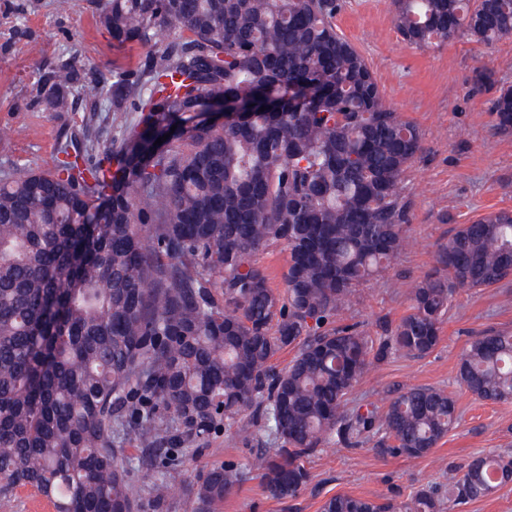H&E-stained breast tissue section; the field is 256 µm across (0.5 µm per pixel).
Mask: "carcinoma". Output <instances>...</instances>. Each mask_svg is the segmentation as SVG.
I'll return each instance as SVG.
<instances>
[{
  "mask_svg": "<svg viewBox=\"0 0 512 512\" xmlns=\"http://www.w3.org/2000/svg\"><path fill=\"white\" fill-rule=\"evenodd\" d=\"M392 5L402 41L419 48L512 36V0ZM340 9L101 0L113 45L146 49L140 67L86 82L75 52L40 76L50 112L109 99L115 135L96 163L66 146L51 171L0 175L1 496L31 487L55 512H165L183 489L185 442L224 428L247 445L261 426L277 447L251 469L269 497L293 499L314 482L303 459L320 448L417 459L457 422L443 389L411 387L383 406L351 395L373 362L432 351L457 289L512 278V210L439 246L384 335L346 322L355 288L405 246V174L423 143L338 31ZM475 85L493 93L494 132L511 135L512 84L485 68ZM219 106L239 116L197 115ZM276 246L288 249L282 295L257 260ZM456 379L482 401H511L512 331L475 337ZM133 442L153 474L144 497L129 476ZM247 479L209 469L192 488L197 512H220ZM511 481L512 453H490L448 474L446 490L335 495L321 512H443Z\"/></svg>",
  "mask_w": 512,
  "mask_h": 512,
  "instance_id": "cac0c4a2",
  "label": "carcinoma"
}]
</instances>
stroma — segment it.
<instances>
[{"instance_id":"stroma-1","label":"stroma","mask_w":512,"mask_h":512,"mask_svg":"<svg viewBox=\"0 0 512 512\" xmlns=\"http://www.w3.org/2000/svg\"><path fill=\"white\" fill-rule=\"evenodd\" d=\"M101 0H78L67 14L54 0H0V172L46 171L59 148L90 134L93 155L112 141L109 103L77 101L73 111L50 112L37 79L79 51L87 76L96 71H134L144 52L118 49L99 22ZM340 32L367 61L386 98L421 132L424 150L406 173L410 245L377 280L353 292L346 316L372 336L395 325L410 306L409 290L432 271L434 254L460 225L490 212L512 210V135L491 129L487 92L473 89L476 68L493 70L512 84V39L487 50L463 40L417 49L397 32L392 0H343ZM464 316L449 314L439 344L426 355H390L374 362L353 400L381 402L413 386L446 390L459 419L428 456L406 459L373 448L325 447L304 464L317 479L299 496L267 497L252 476L224 501L223 512H320L336 494L407 499L417 488L446 482L480 453L512 451V401L487 403L461 389L457 364L467 344L489 329L512 330V281L457 291ZM270 446L266 436L245 445L219 432L189 444L183 480L195 485L208 469L227 462L249 467Z\"/></svg>"}]
</instances>
